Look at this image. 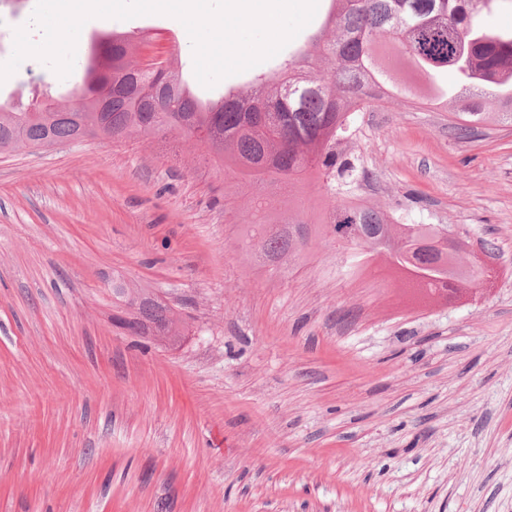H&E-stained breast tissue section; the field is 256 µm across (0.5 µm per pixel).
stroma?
I'll list each match as a JSON object with an SVG mask.
<instances>
[{"mask_svg": "<svg viewBox=\"0 0 512 512\" xmlns=\"http://www.w3.org/2000/svg\"><path fill=\"white\" fill-rule=\"evenodd\" d=\"M34 0L0 5V62ZM193 71L177 19L94 18ZM25 59L0 97L44 85ZM345 144L353 202L494 245L477 292L415 302L319 232L280 269L240 246L249 198L181 138L88 137L0 152V512H512V129L460 138L389 99ZM320 223L313 183L267 186ZM124 280L187 323L119 325Z\"/></svg>", "mask_w": 512, "mask_h": 512, "instance_id": "1", "label": "stroma"}]
</instances>
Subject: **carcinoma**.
I'll return each mask as SVG.
<instances>
[{
  "label": "carcinoma",
  "instance_id": "obj_1",
  "mask_svg": "<svg viewBox=\"0 0 512 512\" xmlns=\"http://www.w3.org/2000/svg\"><path fill=\"white\" fill-rule=\"evenodd\" d=\"M324 26L336 35L323 42V68L297 51L261 74L249 94L227 92L203 101L183 73L166 61L162 71L131 60L130 36L106 31L92 37L83 56L78 103L60 106L48 99L22 109L0 103V150L18 146L46 147L100 137L177 134L184 142L204 145L233 170L242 189L273 182L296 186L317 175L331 197L352 194L366 176L338 150L353 138L354 113L383 101L377 88L390 85L392 95L419 100L410 86L393 84L377 53L388 37L402 57L426 74L451 70L460 83L449 99L450 124L462 137L490 124L512 126V34L485 29L489 0H331ZM110 88L103 100L101 90ZM499 111H485L486 100ZM108 123L101 124L102 102ZM268 201L251 199V224L243 243L269 264L299 254L309 241L308 224L298 217L272 221ZM330 231L353 224L362 235L350 240L364 245L361 265L382 263L403 279L414 296L435 300L481 280V271L460 262L458 246L444 261L432 252L409 259L420 239H433L431 224H395L382 212L355 203L336 205L327 213ZM112 295L129 307L117 321L136 334L153 333L170 342L184 335V321L142 288L122 281Z\"/></svg>",
  "mask_w": 512,
  "mask_h": 512
}]
</instances>
